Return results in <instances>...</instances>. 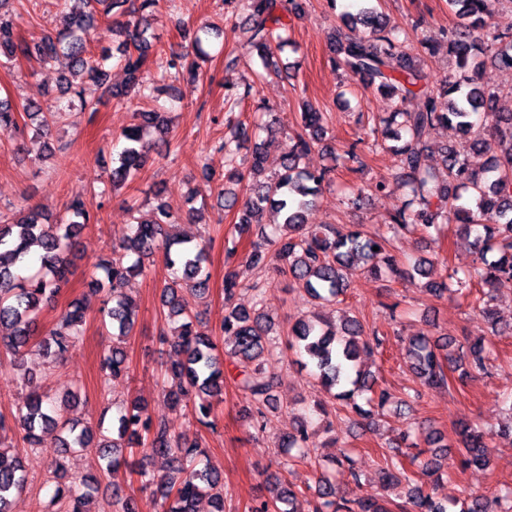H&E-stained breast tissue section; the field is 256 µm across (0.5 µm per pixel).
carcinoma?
Here are the masks:
<instances>
[{
    "mask_svg": "<svg viewBox=\"0 0 512 512\" xmlns=\"http://www.w3.org/2000/svg\"><path fill=\"white\" fill-rule=\"evenodd\" d=\"M241 2L248 11L252 35L246 51L227 58L226 66H237L243 60L249 65L256 58L263 69L281 72L279 52L288 44V23L280 10H288V5L282 0ZM485 2L448 0L461 23L447 33L448 57L454 61V69L439 84L432 80L421 59L423 53L434 55L435 46L422 41L421 51L413 53L415 46L409 33L390 25L374 6L344 16L345 27L360 24L367 29L366 35L353 38L340 31L330 44L334 65L364 88L400 104L393 112L378 114L377 123L367 133L373 150L393 141L389 150L396 157V165L391 179L374 186L379 193L394 188L404 191L403 205L391 216L388 226L392 237L417 231L437 243L442 225L454 224L473 237L476 259L469 269H453L448 279L437 282L430 279L432 261L419 258L411 269L402 270L396 258L386 252L387 240L368 234L358 225L345 230L312 222L317 196L324 185L331 183L335 168L310 171L300 166L302 156L328 133L327 113L309 101L302 107V132L286 144L280 171L271 177L264 176L265 156L259 143L260 132L274 134L271 125L239 121L219 144L230 168L227 181L239 185L249 178L245 200H240L234 189L219 193L224 209L236 212L237 239L232 241L228 256H234L239 240L247 238V262L255 266L272 261L288 265L294 282L313 300L327 305L336 304L355 277L376 275L383 266L400 278L421 279L419 285L437 298L476 285L491 292L499 283L512 281V113L498 111V93L479 86L475 78L487 60L512 70V33L490 29L484 17ZM8 4L9 0H0V58L5 63L34 51L45 64L60 59L70 64L68 73L59 78L57 91L39 86L38 97L28 100L23 112L0 99V134L16 141L20 151L31 138L40 143L41 154L52 153L51 125L60 112L52 105L61 104L65 96L78 99L84 110L97 111V104L88 102L78 90L77 80L82 77L97 83L108 98L118 103L132 91L160 94L173 89L174 81L195 83L200 78L196 58L207 53L198 37L194 39V54L172 55L167 67L153 75L147 70L149 50L157 39L152 30V9L159 0H56L60 28L32 43L18 35L16 23L6 10ZM101 13L112 16L106 31L118 46L114 50L104 47L95 56L90 43L98 34ZM114 67L127 76L120 89L110 83ZM413 97L424 101L417 111L403 107ZM437 126L454 130L477 152L493 142L495 154L477 170L453 146L444 144L439 148L444 167L441 173L427 164L432 154L430 132ZM488 126L493 131L491 141L485 137ZM168 134L165 113L156 109L137 112L135 123L121 132L126 146L113 160L108 175L110 189L132 180L151 151L168 146ZM249 142L254 146L246 176L237 169V157L241 145ZM267 207L279 216L271 224L261 221ZM93 221L94 216L79 199L72 201L58 219L41 208L12 216L0 213V326L12 327L8 335L0 336V347L15 362L22 361L35 341L41 304L52 299L66 279L68 255L77 249L79 230ZM177 224L176 212L161 202L152 218L136 221L120 251L95 265L91 286L108 291L112 297V307L105 316L115 338L102 368L108 378L127 375L124 344L135 329L137 304L126 293V287L131 276L143 272L144 259L160 249L172 274V282L162 290L161 304L164 319L174 325V331L161 332L159 343H165L171 334L178 337L181 349V358L161 363L164 376L174 381L167 398L175 406L190 408L201 425L214 427L211 417L214 403L222 400L224 361L228 360L238 368L236 385L248 400L254 427L261 431L271 422L270 412L275 409L274 383L265 375L264 362L278 348L274 320L261 305L264 289L251 286L253 308L239 307L233 304L239 283L232 274H225L220 336L212 338L196 331L193 317L182 308L179 292L186 289L202 298L208 294V251L205 245H193L174 232ZM130 254L136 255V260L128 264L125 258ZM84 323V308L75 300L63 312L57 327L38 340L39 350L54 360L61 358L79 338ZM287 343L296 350L298 364L309 369L342 407L361 419L380 414L390 403L392 394L379 385L377 375L365 364V359L383 346L379 330L366 331L356 317L345 318L338 327L300 318L289 329ZM489 354L482 334L457 345L448 340L433 341L425 335L411 336L406 364L417 382L446 386L450 373H459L461 379L473 372L488 373ZM27 383L32 392L14 415L13 424L24 432L28 448H49L58 456L96 448L106 459L108 473L128 465L126 453L141 448L164 460L166 474L151 491L162 512H195L194 505L204 496L213 500L214 512H224V483L217 473L201 465L205 450L199 440L177 433L162 422H153L142 402L132 400L117 411L112 436L108 437L78 426L58 410L48 412L47 396L40 391L37 379L29 377ZM309 427L306 416L295 418L284 439L283 452L288 459L310 458ZM456 434L459 468L484 465L488 432L464 423ZM22 453L23 449L5 447L0 442V512H11L10 497L25 486ZM422 454L421 450L404 453L398 460L382 454L383 485L388 489L403 483L407 486L393 499L339 496L330 477L320 475L315 487H307L312 512H512V505L506 509L500 506L503 500L512 502L509 487L498 497L471 494L460 502L436 500L428 478L438 473L439 458L422 462ZM410 465L418 466V470L408 469ZM274 483L276 493L251 506V512H287V506L302 493L283 476L275 477ZM98 486L95 477H74L68 485L57 486L55 498L69 500L67 512H83V504ZM112 503L121 506V512H138L133 498L116 485L112 486Z\"/></svg>",
    "mask_w": 512,
    "mask_h": 512,
    "instance_id": "carcinoma-1",
    "label": "carcinoma"
}]
</instances>
